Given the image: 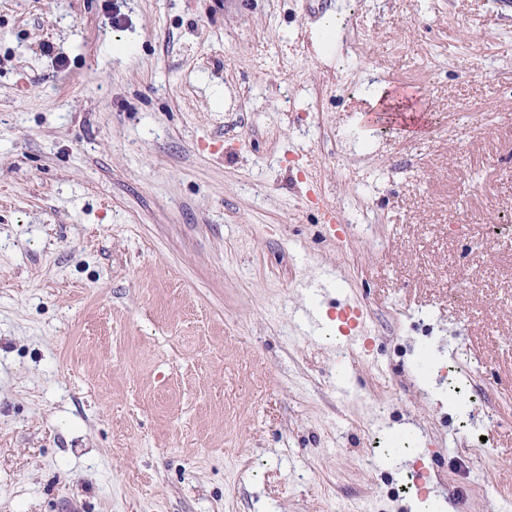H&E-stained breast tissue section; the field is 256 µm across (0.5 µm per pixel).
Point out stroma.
Returning a JSON list of instances; mask_svg holds the SVG:
<instances>
[{
    "instance_id": "1",
    "label": "stroma",
    "mask_w": 512,
    "mask_h": 512,
    "mask_svg": "<svg viewBox=\"0 0 512 512\" xmlns=\"http://www.w3.org/2000/svg\"><path fill=\"white\" fill-rule=\"evenodd\" d=\"M508 224L512 0H0V512H512ZM412 94L406 91L394 93H381L376 99L377 112H396L404 125V132L409 135H417L426 124V114L411 102ZM380 105V106H378ZM337 307L339 311L336 313V318L342 322L347 335L360 333L364 322L362 310L347 297L339 300Z\"/></svg>"
}]
</instances>
